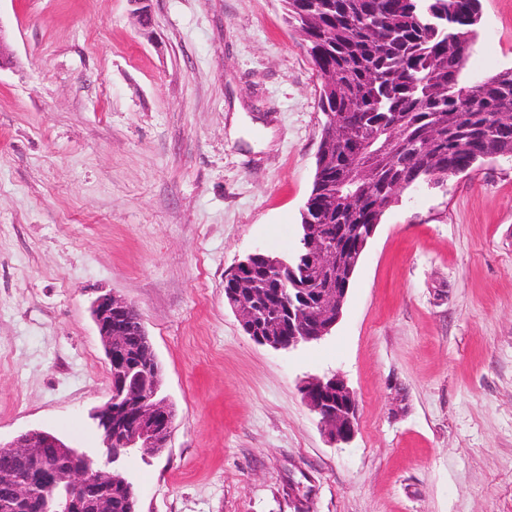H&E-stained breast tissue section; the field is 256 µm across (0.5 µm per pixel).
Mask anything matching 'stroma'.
Returning a JSON list of instances; mask_svg holds the SVG:
<instances>
[{"instance_id":"stroma-1","label":"stroma","mask_w":512,"mask_h":512,"mask_svg":"<svg viewBox=\"0 0 512 512\" xmlns=\"http://www.w3.org/2000/svg\"><path fill=\"white\" fill-rule=\"evenodd\" d=\"M147 8L0 0V441L99 456L111 292L176 411L162 453L120 464L138 512H512V161L405 190L332 333L258 345L224 274L296 249L322 79L282 0ZM481 14L473 81L512 66V0ZM333 373L357 400L340 448L298 391Z\"/></svg>"}]
</instances>
